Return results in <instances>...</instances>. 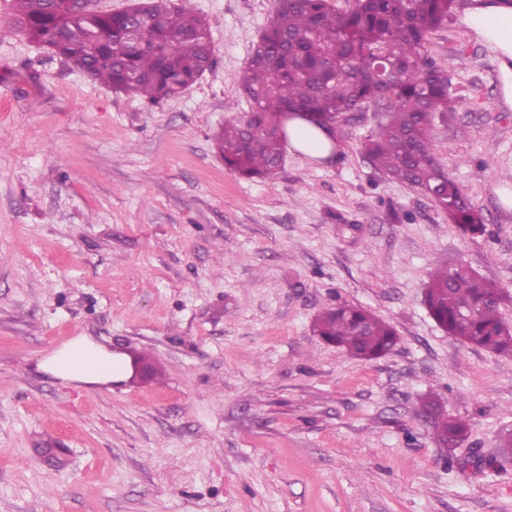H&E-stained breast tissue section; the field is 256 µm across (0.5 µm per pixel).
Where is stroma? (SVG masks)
Returning a JSON list of instances; mask_svg holds the SVG:
<instances>
[{"mask_svg": "<svg viewBox=\"0 0 512 512\" xmlns=\"http://www.w3.org/2000/svg\"><path fill=\"white\" fill-rule=\"evenodd\" d=\"M465 3L426 50L461 101L432 152L482 212L475 238L365 158L373 103L328 157L227 172L214 136L227 103L249 109L237 78L273 0H182L216 62L157 104L11 33L0 0V512H512V456L483 466L512 430V355L456 341L423 304L460 261L512 292V104ZM339 301L398 345L367 361L323 342L312 323ZM79 336L158 373L37 371ZM428 395L468 422L460 447L434 441ZM45 441L64 467L34 456Z\"/></svg>", "mask_w": 512, "mask_h": 512, "instance_id": "35a3bbf8", "label": "stroma"}]
</instances>
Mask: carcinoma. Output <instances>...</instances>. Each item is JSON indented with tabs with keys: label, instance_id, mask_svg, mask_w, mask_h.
Instances as JSON below:
<instances>
[{
	"label": "carcinoma",
	"instance_id": "cac0c4a2",
	"mask_svg": "<svg viewBox=\"0 0 512 512\" xmlns=\"http://www.w3.org/2000/svg\"><path fill=\"white\" fill-rule=\"evenodd\" d=\"M147 4L143 17L101 12L92 0L67 7L59 0H14L15 30L114 90L150 103L189 88L213 63L210 27L174 0ZM456 0H355L341 12L329 0H276L275 10L238 79L250 104L224 124L216 146L225 168L247 179L269 178L283 167L285 145L270 122L278 109L302 112L317 128L332 127L365 103L383 120L365 137L371 165L430 197L465 235L485 232L482 214L436 162L434 121L454 110L448 73L426 54L427 37L451 15ZM512 294L465 264L438 267L425 305L437 325L463 343L512 355V325L501 308ZM313 333L353 357L378 358L399 337L393 326L346 302L320 313ZM434 413V438L448 448L469 430L459 419Z\"/></svg>",
	"mask_w": 512,
	"mask_h": 512
}]
</instances>
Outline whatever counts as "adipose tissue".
I'll return each mask as SVG.
<instances>
[{
    "mask_svg": "<svg viewBox=\"0 0 512 512\" xmlns=\"http://www.w3.org/2000/svg\"><path fill=\"white\" fill-rule=\"evenodd\" d=\"M464 21L482 40L494 45L504 65V95L512 99V5L506 0H469ZM39 370L67 382L106 384L128 371L126 360L86 336L55 349L38 364Z\"/></svg>",
    "mask_w": 512,
    "mask_h": 512,
    "instance_id": "obj_1",
    "label": "adipose tissue"
}]
</instances>
